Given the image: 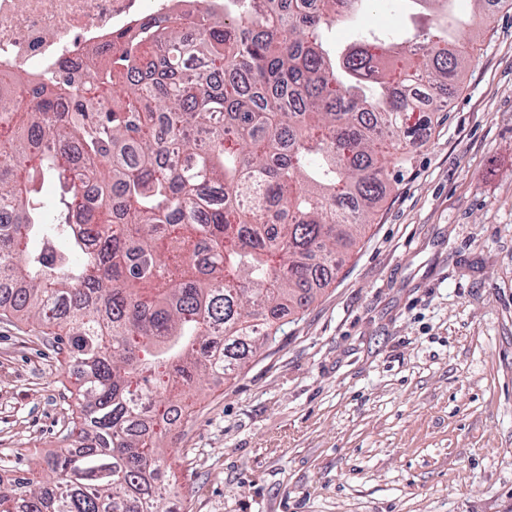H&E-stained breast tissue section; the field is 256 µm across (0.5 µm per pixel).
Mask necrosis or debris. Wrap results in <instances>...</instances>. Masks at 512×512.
<instances>
[{"label": "necrosis or debris", "instance_id": "obj_1", "mask_svg": "<svg viewBox=\"0 0 512 512\" xmlns=\"http://www.w3.org/2000/svg\"><path fill=\"white\" fill-rule=\"evenodd\" d=\"M223 9L222 0H0V100L29 106L14 93L22 81L87 79L108 40L140 22Z\"/></svg>", "mask_w": 512, "mask_h": 512}]
</instances>
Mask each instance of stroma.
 <instances>
[{
	"instance_id": "35a3bbf8",
	"label": "stroma",
	"mask_w": 512,
	"mask_h": 512,
	"mask_svg": "<svg viewBox=\"0 0 512 512\" xmlns=\"http://www.w3.org/2000/svg\"><path fill=\"white\" fill-rule=\"evenodd\" d=\"M413 0L357 30L403 40ZM441 18L470 45L460 88L331 282L281 312L237 378L199 384L161 453L185 512H512V5ZM76 368L0 317V476L64 448Z\"/></svg>"
}]
</instances>
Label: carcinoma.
<instances>
[{
    "mask_svg": "<svg viewBox=\"0 0 512 512\" xmlns=\"http://www.w3.org/2000/svg\"><path fill=\"white\" fill-rule=\"evenodd\" d=\"M369 0H224L195 35L145 22L86 82L0 106V308L56 329L79 369L65 439L43 480L0 479V512H170L167 403L229 377L276 338L274 315L328 281L430 131L465 53L428 15L402 44L325 33ZM59 186L47 222L39 184ZM58 238L66 253L54 250Z\"/></svg>",
    "mask_w": 512,
    "mask_h": 512,
    "instance_id": "carcinoma-1",
    "label": "carcinoma"
}]
</instances>
